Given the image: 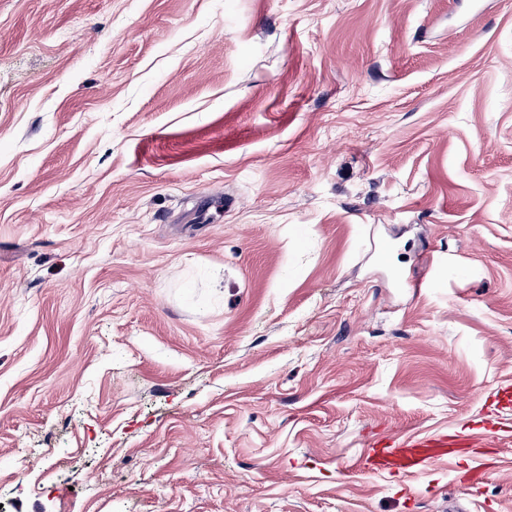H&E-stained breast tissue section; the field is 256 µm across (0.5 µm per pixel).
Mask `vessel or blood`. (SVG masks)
Instances as JSON below:
<instances>
[{"label":"vessel or blood","instance_id":"obj_1","mask_svg":"<svg viewBox=\"0 0 512 512\" xmlns=\"http://www.w3.org/2000/svg\"><path fill=\"white\" fill-rule=\"evenodd\" d=\"M447 445L448 440L444 437L424 440L391 437L374 443L366 461L377 471L413 473L426 469Z\"/></svg>","mask_w":512,"mask_h":512}]
</instances>
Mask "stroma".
Listing matches in <instances>:
<instances>
[{
  "mask_svg": "<svg viewBox=\"0 0 512 512\" xmlns=\"http://www.w3.org/2000/svg\"><path fill=\"white\" fill-rule=\"evenodd\" d=\"M512 0H0V512H512ZM446 437L413 440L391 437L371 445L366 462L377 471L407 474L426 469L448 446Z\"/></svg>",
  "mask_w": 512,
  "mask_h": 512,
  "instance_id": "obj_1",
  "label": "stroma"
}]
</instances>
